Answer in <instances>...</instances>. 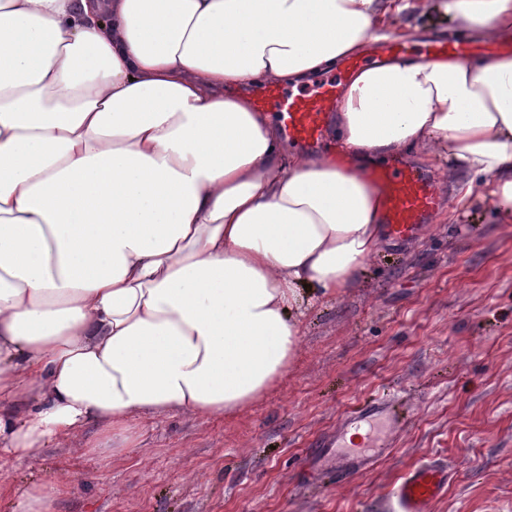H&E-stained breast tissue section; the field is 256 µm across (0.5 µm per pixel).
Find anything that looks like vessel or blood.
Wrapping results in <instances>:
<instances>
[{"mask_svg": "<svg viewBox=\"0 0 512 512\" xmlns=\"http://www.w3.org/2000/svg\"><path fill=\"white\" fill-rule=\"evenodd\" d=\"M473 47L464 41L440 40L423 49L425 58L444 56L465 58ZM341 79H324L307 92L293 95L279 86L261 87L255 98L257 108L276 112L291 145L322 151L328 147L331 114L340 94ZM366 178L381 193L383 222L391 240L397 243L416 237L443 198L438 188L413 166L374 163L365 170ZM381 420L386 430H394L402 420V411L390 399L379 396L347 415L336 431V460L328 462L325 455L315 456L313 468L336 465L337 469L366 468L373 464L369 454L345 451L346 434L360 423ZM448 488L446 466L427 462L410 469L395 489L399 512H430L431 504L442 497Z\"/></svg>", "mask_w": 512, "mask_h": 512, "instance_id": "obj_1", "label": "vessel or blood"}]
</instances>
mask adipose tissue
Returning <instances> with one entry per match:
<instances>
[{
	"label": "adipose tissue",
	"mask_w": 512,
	"mask_h": 512,
	"mask_svg": "<svg viewBox=\"0 0 512 512\" xmlns=\"http://www.w3.org/2000/svg\"><path fill=\"white\" fill-rule=\"evenodd\" d=\"M414 0H0V450L97 423L235 415L288 370L304 287L385 243L374 157L447 149L450 211L512 222V56L401 57L336 104L350 158L288 150L248 89L298 85L417 25ZM480 41L512 0H438Z\"/></svg>",
	"instance_id": "adipose-tissue-1"
}]
</instances>
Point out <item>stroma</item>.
<instances>
[{
    "label": "stroma",
    "instance_id": "obj_1",
    "mask_svg": "<svg viewBox=\"0 0 512 512\" xmlns=\"http://www.w3.org/2000/svg\"><path fill=\"white\" fill-rule=\"evenodd\" d=\"M299 311L294 363L244 411L141 419L122 456L94 448L93 424L0 453V512H27L46 481L65 486L55 512H394L392 484L426 459L448 466L431 512H512V223L490 201L434 215ZM383 394L410 417L376 463L314 473L347 414Z\"/></svg>",
    "mask_w": 512,
    "mask_h": 512
}]
</instances>
